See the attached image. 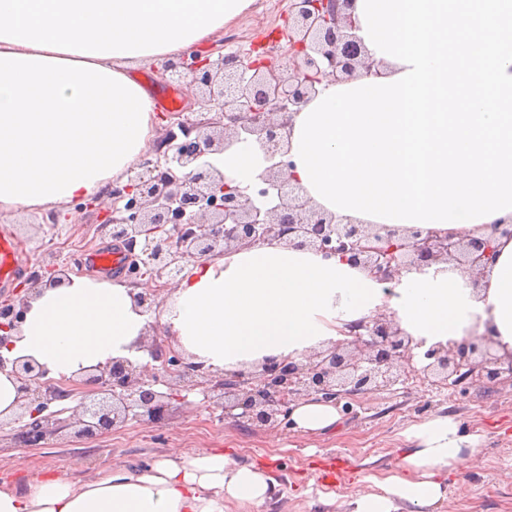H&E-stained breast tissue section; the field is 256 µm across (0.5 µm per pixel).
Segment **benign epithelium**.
Segmentation results:
<instances>
[{"instance_id": "7a95c632", "label": "benign epithelium", "mask_w": 512, "mask_h": 512, "mask_svg": "<svg viewBox=\"0 0 512 512\" xmlns=\"http://www.w3.org/2000/svg\"><path fill=\"white\" fill-rule=\"evenodd\" d=\"M353 0H291L285 24L292 56L288 70L272 68L265 55L230 53L212 62L190 49L164 62V69L186 82L196 104L216 117H182L171 122L150 160L127 183L111 190L113 203L101 228L130 246L141 245L144 259L133 273L158 284L143 288L134 301L144 312L162 303V292L184 264L221 255L230 249L274 240L309 248L324 257L338 256L380 282H391L405 269L451 262L480 275L493 263V236L512 239V223L496 224L492 235L438 236L418 228L399 229L342 222L318 207L291 177L290 119L325 80L350 81L362 74L381 75L357 35ZM255 140L264 150L265 167L256 193L231 186L213 158L236 143ZM276 204L266 206L263 200ZM28 308L27 296L0 303V348L9 344ZM144 334L139 348L145 363L116 359L82 371L66 382L26 358L0 355V373L19 382L15 441L39 448L52 432L76 428L93 438L129 419L157 424L177 397L197 390L206 402L245 430L290 425L293 406L312 398L350 410V401L370 391L405 383L408 375L434 377L445 386L471 380L512 382V357L489 352L490 335L447 345L416 341L394 317L379 313L351 326V338L295 358H267L220 377L171 348L169 333ZM425 348V365L412 366L414 350ZM81 395L80 412L51 406Z\"/></svg>"}]
</instances>
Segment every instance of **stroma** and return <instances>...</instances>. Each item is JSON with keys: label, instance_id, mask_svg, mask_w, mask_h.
Here are the masks:
<instances>
[{"label": "stroma", "instance_id": "stroma-1", "mask_svg": "<svg viewBox=\"0 0 512 512\" xmlns=\"http://www.w3.org/2000/svg\"><path fill=\"white\" fill-rule=\"evenodd\" d=\"M278 3L279 11L272 15L249 6L220 36L202 43V50L215 60L261 46L274 60H287L290 45L279 30L289 0ZM59 213L57 224L45 211L0 216V231L13 233L28 275L41 273L49 262L72 275H97L87 256L112 243L99 230L100 214L78 210L73 202ZM200 400L192 394L173 401L163 424L130 420L94 440L79 438L70 428L57 430L44 447L27 449L29 467L49 475L64 469L83 480L119 466L145 465L180 448H221L239 461L265 465L277 483L273 498L261 509L233 502L226 512H344V501L374 489L376 479L392 468L407 446L403 432L408 426L451 413L461 433L481 435L482 443L474 466L450 476L441 512H512V384L446 387L413 377L392 389L359 396L352 412L342 413L338 430L317 435L283 427L246 432ZM330 457L342 460L347 472L341 483L326 487L318 484L316 474ZM329 493L337 500L331 507L320 501Z\"/></svg>", "mask_w": 512, "mask_h": 512}]
</instances>
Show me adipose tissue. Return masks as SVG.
<instances>
[{
	"label": "adipose tissue",
	"mask_w": 512,
	"mask_h": 512,
	"mask_svg": "<svg viewBox=\"0 0 512 512\" xmlns=\"http://www.w3.org/2000/svg\"><path fill=\"white\" fill-rule=\"evenodd\" d=\"M251 0H0V214L41 212L103 191L145 154L155 106L131 67L171 57L219 33ZM381 77L325 81L292 117L293 178L341 218L438 233L489 235L512 217V0H354ZM226 178L255 184L260 146L220 156ZM426 343L486 333L512 355V240L498 239L482 278L436 263L376 282L338 257L280 241L189 265L160 323L195 361L221 374L267 357L298 358L379 313ZM152 317L132 289L70 276L33 291L9 347L51 378L136 348ZM303 434L336 427L330 404L299 401ZM408 451L377 490L346 512H439L444 471L474 462L476 435L455 416L410 425ZM274 479L220 448L182 450L145 467L75 481L66 472L0 484V512H224L260 507Z\"/></svg>",
	"instance_id": "obj_1"
}]
</instances>
